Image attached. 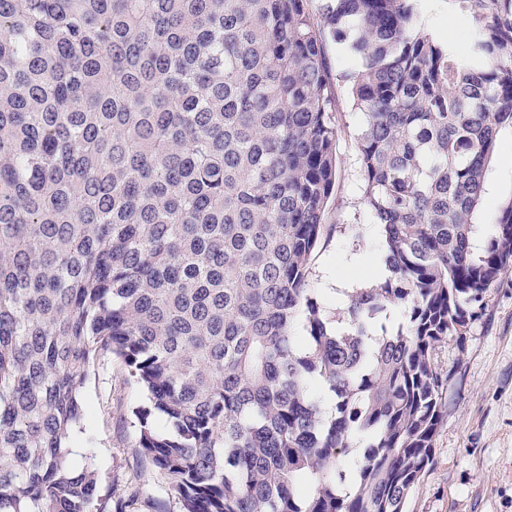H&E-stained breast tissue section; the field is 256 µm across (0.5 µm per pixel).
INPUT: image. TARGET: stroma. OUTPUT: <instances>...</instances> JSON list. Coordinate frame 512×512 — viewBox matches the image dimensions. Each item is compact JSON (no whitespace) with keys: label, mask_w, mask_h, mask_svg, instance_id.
Instances as JSON below:
<instances>
[{"label":"stroma","mask_w":512,"mask_h":512,"mask_svg":"<svg viewBox=\"0 0 512 512\" xmlns=\"http://www.w3.org/2000/svg\"><path fill=\"white\" fill-rule=\"evenodd\" d=\"M433 33L448 30L464 48L473 17L467 0H422ZM336 86L338 128L336 186L323 236L311 260L309 286L334 317L345 291L366 286L381 238L363 200L358 149L361 114L341 77L345 62L328 45ZM512 131L503 130L488 167L485 193L475 215L493 223L512 198ZM433 357L448 373L444 420L434 441V461L413 489L407 512H512V267L487 289L464 335L436 347ZM85 414L71 436V465H93L101 489L126 501V512H179L164 476L138 446L135 412L144 392L113 355L94 360L81 391Z\"/></svg>","instance_id":"1"}]
</instances>
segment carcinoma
<instances>
[{"mask_svg":"<svg viewBox=\"0 0 512 512\" xmlns=\"http://www.w3.org/2000/svg\"><path fill=\"white\" fill-rule=\"evenodd\" d=\"M309 2L0 0V512H123L68 461L108 353L181 512H405L444 418L433 350L512 265V199L474 222L512 129V0H468L463 52L421 0ZM329 41L388 253L334 324L308 288Z\"/></svg>","mask_w":512,"mask_h":512,"instance_id":"1","label":"carcinoma"}]
</instances>
